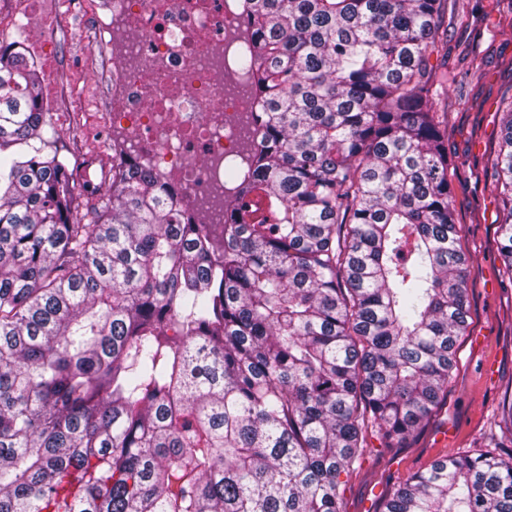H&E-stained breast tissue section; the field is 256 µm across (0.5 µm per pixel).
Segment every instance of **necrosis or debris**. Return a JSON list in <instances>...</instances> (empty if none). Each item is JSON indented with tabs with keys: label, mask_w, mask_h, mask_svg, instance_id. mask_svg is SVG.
Segmentation results:
<instances>
[{
	"label": "necrosis or debris",
	"mask_w": 512,
	"mask_h": 512,
	"mask_svg": "<svg viewBox=\"0 0 512 512\" xmlns=\"http://www.w3.org/2000/svg\"><path fill=\"white\" fill-rule=\"evenodd\" d=\"M247 0H0V33L28 25L41 62L39 108L59 118L79 89L56 61L50 31L72 17L96 22L108 45L112 159L149 164L194 223L224 232L235 195L227 164H245L258 142L259 101L238 66L252 28Z\"/></svg>",
	"instance_id": "necrosis-or-debris-1"
}]
</instances>
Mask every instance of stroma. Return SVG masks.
<instances>
[{"mask_svg":"<svg viewBox=\"0 0 512 512\" xmlns=\"http://www.w3.org/2000/svg\"><path fill=\"white\" fill-rule=\"evenodd\" d=\"M512 0H448V54L442 65L457 89L440 94L448 124L453 204L468 267L470 326L459 338L457 369L448 400L435 421L407 447L368 449L346 480L340 512H376L392 484L426 469L448 450L512 445L499 424L501 398L512 389V277L498 259L497 191L491 163L501 136V115L512 103V25L499 21ZM91 20L74 15L71 33L56 34L62 54L80 74H95L89 94L112 103L105 57Z\"/></svg>","mask_w":512,"mask_h":512,"instance_id":"1","label":"stroma"}]
</instances>
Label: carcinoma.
I'll return each instance as SVG.
<instances>
[{"instance_id": "carcinoma-1", "label": "carcinoma", "mask_w": 512, "mask_h": 512, "mask_svg": "<svg viewBox=\"0 0 512 512\" xmlns=\"http://www.w3.org/2000/svg\"><path fill=\"white\" fill-rule=\"evenodd\" d=\"M249 2L263 134L222 246L143 166L78 219L34 65L0 49V512H340L367 438L448 400V0ZM493 164L512 277V103ZM378 512H512V450H452Z\"/></svg>"}]
</instances>
